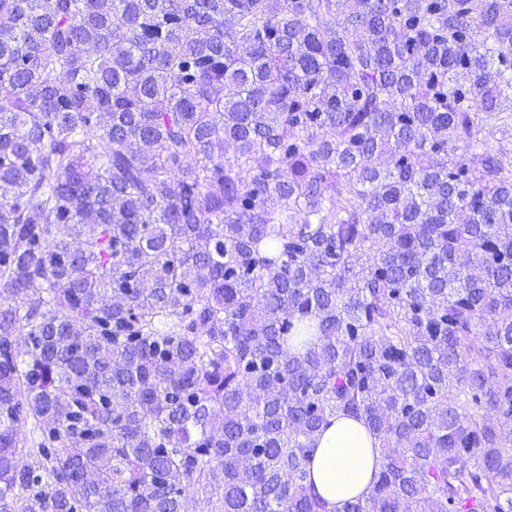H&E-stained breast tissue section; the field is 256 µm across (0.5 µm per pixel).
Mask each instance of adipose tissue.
Listing matches in <instances>:
<instances>
[{
	"label": "adipose tissue",
	"instance_id": "ef3b65f1",
	"mask_svg": "<svg viewBox=\"0 0 512 512\" xmlns=\"http://www.w3.org/2000/svg\"><path fill=\"white\" fill-rule=\"evenodd\" d=\"M380 453L363 424L337 419L320 437L310 466L318 495L329 506L367 494Z\"/></svg>",
	"mask_w": 512,
	"mask_h": 512
}]
</instances>
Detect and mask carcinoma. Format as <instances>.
Listing matches in <instances>:
<instances>
[{"instance_id": "carcinoma-1", "label": "carcinoma", "mask_w": 512, "mask_h": 512, "mask_svg": "<svg viewBox=\"0 0 512 512\" xmlns=\"http://www.w3.org/2000/svg\"><path fill=\"white\" fill-rule=\"evenodd\" d=\"M0 512H512V0H0ZM376 441L363 424L339 418L320 437L310 466L316 493L325 499L328 510L342 501L366 495L371 476L379 466Z\"/></svg>"}]
</instances>
